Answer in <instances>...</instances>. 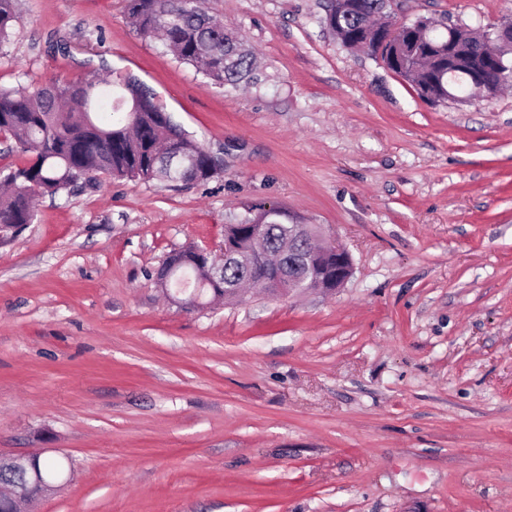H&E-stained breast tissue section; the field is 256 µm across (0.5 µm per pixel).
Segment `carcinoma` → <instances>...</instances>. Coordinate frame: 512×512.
Wrapping results in <instances>:
<instances>
[{"label":"carcinoma","mask_w":512,"mask_h":512,"mask_svg":"<svg viewBox=\"0 0 512 512\" xmlns=\"http://www.w3.org/2000/svg\"><path fill=\"white\" fill-rule=\"evenodd\" d=\"M129 24L144 38L159 36L177 58L196 67L212 82L236 85L253 73V55L224 25L205 0H123ZM391 15L389 0H358V7L327 0L323 23L346 47L388 63L393 56L402 64L415 63L401 72L421 97L431 103L448 100V89L471 91L468 73L460 68L448 73V38L469 45L484 34L460 28L454 33L435 26L421 29L416 39L406 36L386 54H378L376 29L385 26L377 18ZM16 13L14 0H0V43L11 34ZM136 84L124 80L110 92L89 91L68 85L55 89H0V130L11 136L29 161L10 171L3 181L10 190L0 194V225L23 230L33 223L35 200L55 195L79 183H90L101 174L113 178L174 183L171 156L189 150L183 181H206L214 158L193 143L171 115L144 90L134 111L126 103L127 90ZM288 211L268 213L256 207L252 221L259 224L266 253L277 260L285 275L300 278L301 264L285 252L288 237L298 238V250L309 246V237L299 224L288 221ZM228 234L241 251L253 249L251 227L231 224ZM183 264L169 272L168 287L188 293L191 300L222 298L245 286H264L274 272L263 264L250 270L235 260L224 262L223 283H208L205 269L210 258L194 247L184 249Z\"/></svg>","instance_id":"1"}]
</instances>
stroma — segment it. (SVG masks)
I'll return each mask as SVG.
<instances>
[{"label":"stroma","mask_w":512,"mask_h":512,"mask_svg":"<svg viewBox=\"0 0 512 512\" xmlns=\"http://www.w3.org/2000/svg\"><path fill=\"white\" fill-rule=\"evenodd\" d=\"M325 0H218L210 82L122 0H15L0 87L135 79L220 168L42 196L0 244V452L74 479L23 512H512V86L432 104ZM469 29L512 0H392ZM276 205L352 255L333 293L190 309L153 272Z\"/></svg>","instance_id":"1"}]
</instances>
